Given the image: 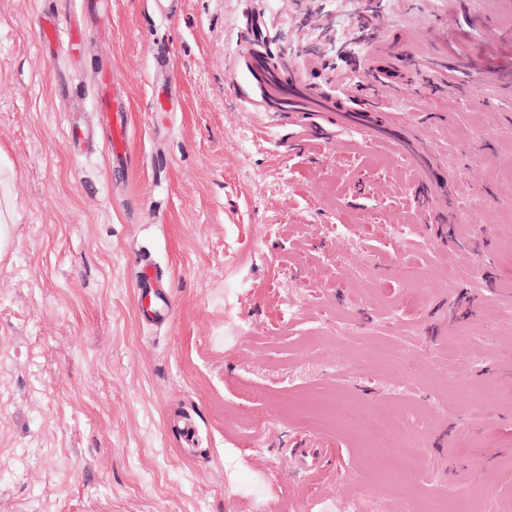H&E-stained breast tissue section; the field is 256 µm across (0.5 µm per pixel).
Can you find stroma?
<instances>
[{
    "label": "stroma",
    "mask_w": 512,
    "mask_h": 512,
    "mask_svg": "<svg viewBox=\"0 0 512 512\" xmlns=\"http://www.w3.org/2000/svg\"><path fill=\"white\" fill-rule=\"evenodd\" d=\"M110 7L103 32L92 0H0V512H424L442 488L512 512V0ZM46 11L83 13L79 57L42 48ZM256 23L325 89L371 79L387 41L400 88L381 94L452 174L457 222L417 212L412 171L357 133L289 148L239 61ZM163 52L177 85L157 112ZM107 61L123 170L94 97ZM145 265L166 318L138 301ZM332 401L430 427L377 448L318 426ZM298 448L319 449L313 475ZM11 177L10 168H0V253L10 241V224H14L15 203L7 191Z\"/></svg>",
    "instance_id": "obj_1"
}]
</instances>
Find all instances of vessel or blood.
Wrapping results in <instances>:
<instances>
[{"instance_id": "obj_1", "label": "vessel or blood", "mask_w": 512, "mask_h": 512, "mask_svg": "<svg viewBox=\"0 0 512 512\" xmlns=\"http://www.w3.org/2000/svg\"><path fill=\"white\" fill-rule=\"evenodd\" d=\"M42 46L65 42L72 55L83 51V33L74 21L54 13L43 14L38 22ZM267 51L259 44L250 45L243 54V66L254 89L266 107H273L269 82L288 83V127L294 138L309 142L330 140L343 131H357L365 144L386 147L407 160L415 178L412 195L419 211L446 215L455 201L451 193L453 180L440 162H426L427 149L403 114L395 112L379 95L380 88L390 86L389 70L377 66L373 80L363 89H351L336 96L323 92L308 81L297 63H289L287 76L273 73L263 76ZM95 98L102 123L108 132V153L113 162L123 163L131 153L129 120L126 105L115 96L111 67L101 68Z\"/></svg>"}]
</instances>
